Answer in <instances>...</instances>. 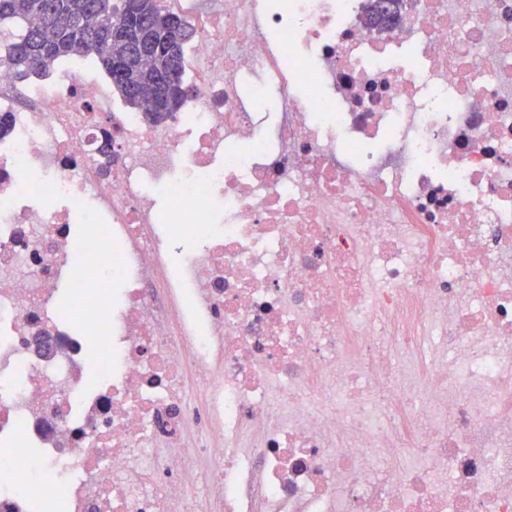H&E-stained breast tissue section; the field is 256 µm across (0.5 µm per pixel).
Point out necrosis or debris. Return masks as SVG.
I'll use <instances>...</instances> for the list:
<instances>
[{
    "mask_svg": "<svg viewBox=\"0 0 512 512\" xmlns=\"http://www.w3.org/2000/svg\"><path fill=\"white\" fill-rule=\"evenodd\" d=\"M161 3V121L0 68V512H512V0Z\"/></svg>",
    "mask_w": 512,
    "mask_h": 512,
    "instance_id": "necrosis-or-debris-1",
    "label": "necrosis or debris"
}]
</instances>
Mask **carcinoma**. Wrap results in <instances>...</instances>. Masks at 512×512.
Here are the masks:
<instances>
[{
  "instance_id": "obj_1",
  "label": "carcinoma",
  "mask_w": 512,
  "mask_h": 512,
  "mask_svg": "<svg viewBox=\"0 0 512 512\" xmlns=\"http://www.w3.org/2000/svg\"><path fill=\"white\" fill-rule=\"evenodd\" d=\"M2 22L14 31L0 43V65L16 79L47 75L81 55L102 68L131 108L164 96L177 112L194 93L185 81V51L197 31L160 0H0Z\"/></svg>"
}]
</instances>
